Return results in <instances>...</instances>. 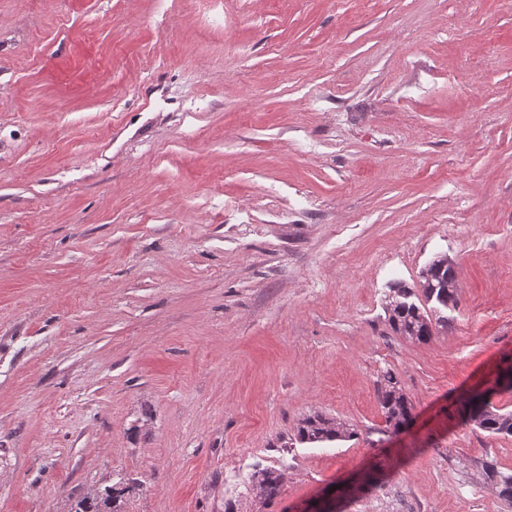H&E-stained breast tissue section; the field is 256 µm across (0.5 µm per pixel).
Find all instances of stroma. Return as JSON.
<instances>
[{"label":"stroma","mask_w":512,"mask_h":512,"mask_svg":"<svg viewBox=\"0 0 512 512\" xmlns=\"http://www.w3.org/2000/svg\"><path fill=\"white\" fill-rule=\"evenodd\" d=\"M511 365L500 0H0V512H512L460 417ZM455 277V270L448 263V258L434 260L422 273V292L427 300H433L448 308L449 305L456 306L457 298L455 290L448 288ZM412 288L397 282L390 288L387 311L393 331L408 339L426 343L432 336V321L426 311L414 302H409ZM380 403L388 429L402 430L413 420V405L398 387V381L390 369L382 371L377 380ZM340 423L322 415H314L302 420L297 429L296 438L303 443L333 442L340 438H351L353 431ZM251 487L256 497L264 502L274 499L281 493L282 478L273 470L261 469L252 475ZM117 497L109 489H105L102 493L90 494L78 502L76 512H116Z\"/></svg>","instance_id":"35a3bbf8"}]
</instances>
